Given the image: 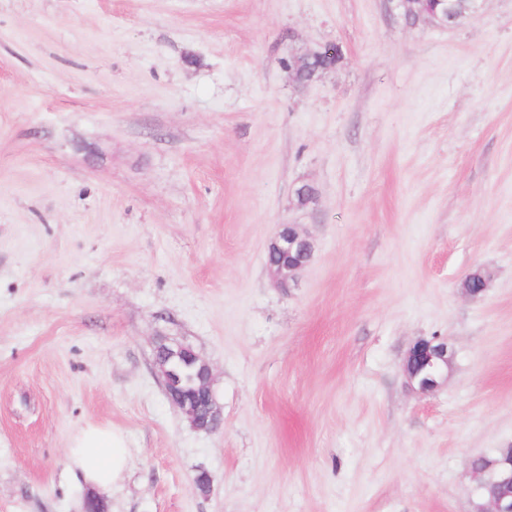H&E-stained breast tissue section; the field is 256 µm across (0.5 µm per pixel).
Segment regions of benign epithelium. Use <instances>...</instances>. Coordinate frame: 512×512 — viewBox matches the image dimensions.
I'll return each instance as SVG.
<instances>
[{
	"label": "benign epithelium",
	"mask_w": 512,
	"mask_h": 512,
	"mask_svg": "<svg viewBox=\"0 0 512 512\" xmlns=\"http://www.w3.org/2000/svg\"><path fill=\"white\" fill-rule=\"evenodd\" d=\"M395 9L405 8L413 17L414 23L421 21L438 27L453 26L454 18L446 11L443 15L435 12H416L411 0H390ZM313 240L307 233L300 231L295 224L280 225L267 245V271L275 287L282 290L293 286L297 274L311 260ZM157 350L168 356H178L190 364L199 365L198 378L200 390L209 406V419H196L194 410L185 407L180 395V376L172 370L164 372L163 385L167 396L181 412L187 416L191 426L198 430L213 431L221 423V413L217 406L213 390V374L206 363L191 347L181 343H161ZM455 359V350L448 340L439 337L421 338L407 351L403 372L408 387L422 394L436 391L448 378ZM471 483L492 484L498 492L476 505L475 512H512V448H500L497 453L484 457L483 465L471 467L468 471Z\"/></svg>",
	"instance_id": "obj_1"
}]
</instances>
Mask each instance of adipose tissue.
<instances>
[{
	"instance_id": "1",
	"label": "adipose tissue",
	"mask_w": 512,
	"mask_h": 512,
	"mask_svg": "<svg viewBox=\"0 0 512 512\" xmlns=\"http://www.w3.org/2000/svg\"><path fill=\"white\" fill-rule=\"evenodd\" d=\"M70 470L84 483L102 490L116 487L130 466L122 431L89 424L79 428L68 449Z\"/></svg>"
}]
</instances>
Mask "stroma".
I'll return each mask as SVG.
<instances>
[{"label":"stroma","mask_w":512,"mask_h":512,"mask_svg":"<svg viewBox=\"0 0 512 512\" xmlns=\"http://www.w3.org/2000/svg\"><path fill=\"white\" fill-rule=\"evenodd\" d=\"M282 224L314 242L286 292ZM432 336L455 364L419 395ZM161 341L210 364L217 430L166 396ZM89 423L131 456L107 512H472L471 461L512 446V0L451 28L389 0H0V512H82ZM455 350L447 339L421 338L407 351L403 372L408 387L422 394L436 391L448 378Z\"/></svg>","instance_id":"1"}]
</instances>
